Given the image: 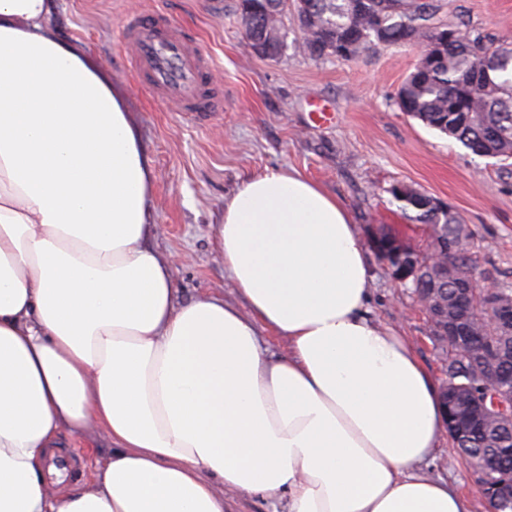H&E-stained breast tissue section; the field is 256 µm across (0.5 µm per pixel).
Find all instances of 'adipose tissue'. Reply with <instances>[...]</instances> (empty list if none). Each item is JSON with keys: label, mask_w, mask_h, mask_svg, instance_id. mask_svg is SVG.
<instances>
[{"label": "adipose tissue", "mask_w": 512, "mask_h": 512, "mask_svg": "<svg viewBox=\"0 0 512 512\" xmlns=\"http://www.w3.org/2000/svg\"><path fill=\"white\" fill-rule=\"evenodd\" d=\"M53 7L0 0V512H470L423 469L439 388L370 317L343 204L294 170L247 179L218 229L238 303L178 302L126 94ZM88 431L109 451L66 489L54 449Z\"/></svg>", "instance_id": "obj_1"}]
</instances>
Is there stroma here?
Instances as JSON below:
<instances>
[{"mask_svg": "<svg viewBox=\"0 0 512 512\" xmlns=\"http://www.w3.org/2000/svg\"><path fill=\"white\" fill-rule=\"evenodd\" d=\"M237 0H55L59 35L98 58L125 91L156 179L150 211L160 233L154 248L173 267L177 299L204 294L233 300L217 249L224 201L265 169H295L349 211L362 242L372 228L395 232L426 252L428 227L408 223L390 189L406 183L452 206L471 235L481 284H512V165L480 157L399 112L396 93L417 59L415 48L375 46L344 61L288 47L276 59L250 49ZM160 13L209 57L223 105L203 121L153 98L136 77L123 21L127 13ZM464 17L495 35L512 36V0H442L440 19ZM326 102L332 123L311 122L310 104ZM370 314L396 328L436 381L441 354L410 289L373 261ZM429 471L456 481L471 512H484L475 478L442 437Z\"/></svg>", "mask_w": 512, "mask_h": 512, "instance_id": "stroma-1", "label": "stroma"}]
</instances>
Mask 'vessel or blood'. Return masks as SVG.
<instances>
[{
  "mask_svg": "<svg viewBox=\"0 0 512 512\" xmlns=\"http://www.w3.org/2000/svg\"><path fill=\"white\" fill-rule=\"evenodd\" d=\"M125 30L136 47L133 68L159 100L193 115L221 105L220 93L206 89L210 60L192 49L175 27L157 16L133 14L126 18Z\"/></svg>",
  "mask_w": 512,
  "mask_h": 512,
  "instance_id": "1",
  "label": "vessel or blood"
}]
</instances>
